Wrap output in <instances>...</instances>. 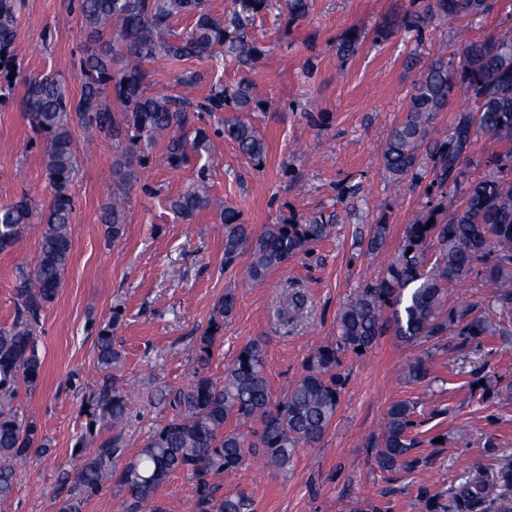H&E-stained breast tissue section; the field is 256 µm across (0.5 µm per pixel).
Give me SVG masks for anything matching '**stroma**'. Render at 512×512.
Returning a JSON list of instances; mask_svg holds the SVG:
<instances>
[{
    "instance_id": "1",
    "label": "stroma",
    "mask_w": 512,
    "mask_h": 512,
    "mask_svg": "<svg viewBox=\"0 0 512 512\" xmlns=\"http://www.w3.org/2000/svg\"><path fill=\"white\" fill-rule=\"evenodd\" d=\"M427 4L310 0L307 16L295 18L286 0L239 15L233 0H207L214 16L244 25L262 53L260 65L249 70L221 58L162 59L148 66L149 90L196 102L213 85L231 89L246 78L259 106L242 114L229 108L191 113L185 132L205 131L209 153L190 156L181 169L169 168L166 141L149 147L128 193L119 242L106 238L100 220L112 194L105 177L118 144L76 136L85 161L71 189L72 256L62 287L35 328L40 377L35 386L20 387L15 399L19 414L36 423L45 449L18 467L14 495L0 512H53L63 490L74 486L82 455L112 436L105 397L112 383L127 390V456L170 421L176 414L170 401L191 384L196 341L209 331L225 292H234L236 306L215 345L207 369L212 378H222L248 342L263 341L277 402L305 373L312 347L335 339L343 308L357 288L381 276L406 226L425 210L426 178L396 185L381 166L392 130L408 114L415 81L437 55L456 50L460 28L484 38L512 25V0H496L470 23L432 21L418 32L400 28L406 13ZM385 25L392 35L375 39ZM352 26L366 38L343 61L336 45ZM85 45L78 0H23L15 41L20 78L0 103V207L23 197L39 206L49 202L41 139L19 106L24 80L55 73L66 78L69 93H77L76 64ZM189 71L196 80L187 90L179 77ZM236 118L251 122L265 140L262 165L225 139V121ZM201 180L210 209L176 217L169 197ZM228 207L256 234L265 225L318 212L335 215L336 223L328 237L255 281L247 258L224 263L222 214ZM378 224L386 225L387 237L371 252L367 241ZM39 241L32 227L0 252V328L16 317L20 276L37 264ZM298 290L307 304L299 316L284 319V300ZM106 327L122 354L110 369L97 362V338ZM506 329L507 337L481 347L452 335L409 344L388 332L370 351L347 353L339 406L319 442L297 448L287 471L249 458L232 477L210 476L211 486L220 496H248L254 512H350L358 501L381 512H421L428 497L452 504L472 474L494 480L512 461V403L483 398L475 386L485 374L512 381L511 322ZM419 359L429 375L410 379L407 372ZM399 400L416 405L412 464L384 471L376 452L387 410Z\"/></svg>"
}]
</instances>
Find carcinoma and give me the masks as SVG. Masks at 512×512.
<instances>
[{"label": "carcinoma", "instance_id": "obj_1", "mask_svg": "<svg viewBox=\"0 0 512 512\" xmlns=\"http://www.w3.org/2000/svg\"><path fill=\"white\" fill-rule=\"evenodd\" d=\"M18 3L0 0V91L12 86L9 76L17 72L13 48ZM492 8V0H433L425 13L406 14L402 25L418 31L428 20L477 17ZM80 12L91 48L76 71L79 95L69 96L65 78L40 74L24 80L20 103L33 130L45 138L50 202L40 208L22 199L0 207V252L13 248L31 225L41 226L39 260L31 274L21 276L17 317L11 326L0 328V504L13 496L16 463L42 449L36 424L18 414L14 400L20 384L31 386L40 376L35 324L55 299L72 254L71 187L80 168L73 131L80 129L89 140L110 135L146 147L166 138V160L177 169L187 163L189 151L207 149V135L199 131L191 142L180 135L192 107L189 98L148 93L144 65L161 54L173 61L200 62L224 55L251 68L261 58L257 47L243 34L228 31L203 0H81ZM181 16L192 18V25L171 39V22ZM364 38L359 28L347 29L336 46L338 57L345 61L354 56ZM458 86L469 94L470 104L456 112L450 133L431 137V121ZM251 91L245 78L230 92L214 86L198 108L218 112L232 106L244 111L251 104ZM107 92L119 109L112 110ZM478 134L508 149L485 159L489 175L466 181L464 166ZM224 136L245 158L259 163L265 157V142L253 124L229 121ZM141 164V155L128 149L113 157L112 202L101 216L112 242L122 237L128 188ZM382 165L388 177L399 182L427 169V210L406 226L402 244L381 277L365 283L344 307L336 340L314 349L306 373L288 395L273 403L259 340L241 350L225 368L223 379L210 377L206 369L221 329L215 324L214 331L198 339L194 379L174 398L176 416L127 462L122 440L127 395L112 386L113 436L83 457L76 485L58 500L55 512H83L84 502L115 474L125 491L124 512H167L162 489L177 471L196 479L188 512H253L244 495L215 496L205 476L229 474L249 455L284 471L292 465L296 448L320 441L336 415L345 384L339 372L343 355L359 347L370 350L391 327L406 342L442 336L452 329L462 343L480 346L505 334L503 320L512 319V180L500 173L512 171V26L489 38H465L458 57L442 53L421 72L409 114L392 131ZM457 191L463 194L462 201L450 211L448 195ZM210 205L204 184H193L170 199V210L182 218ZM223 221L224 263L230 265L248 251L250 277L258 279L326 238L334 217L315 213L300 223L269 224L256 237L232 208L224 209ZM474 276L491 289L488 313L477 315L467 304L446 307L447 285ZM493 313L499 320L492 319ZM97 359L104 368L120 362L111 334L98 336ZM415 409L416 404L406 400L389 407L377 453L381 470L407 463L414 446L410 429ZM230 420L250 421L257 428L248 433L228 431L225 425ZM490 498H500L499 484L475 478L457 495L456 512H479Z\"/></svg>", "mask_w": 512, "mask_h": 512}]
</instances>
